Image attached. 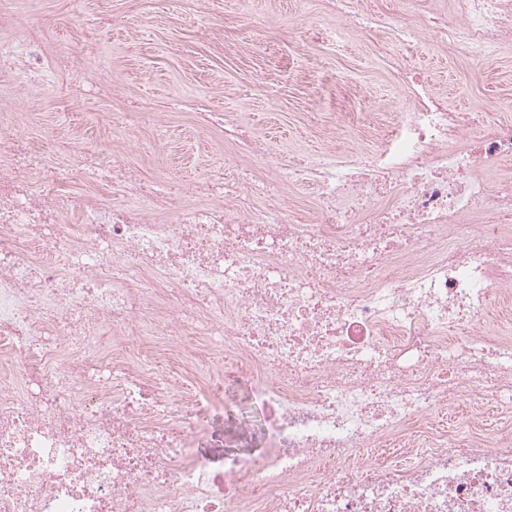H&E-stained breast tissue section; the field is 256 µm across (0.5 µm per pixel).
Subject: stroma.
Here are the masks:
<instances>
[{
	"label": "stroma",
	"mask_w": 512,
	"mask_h": 512,
	"mask_svg": "<svg viewBox=\"0 0 512 512\" xmlns=\"http://www.w3.org/2000/svg\"><path fill=\"white\" fill-rule=\"evenodd\" d=\"M322 0H28L0 19V42L36 32L41 65L0 113L13 112L47 164L68 168L112 149V115L144 111L137 134L156 152L126 154L143 176H162L199 199L224 175V134L196 106L233 115L276 151L300 158L367 150L406 105L371 46L336 36ZM75 70L53 63L56 42ZM431 76L453 108L512 105V41L472 63L425 40L399 52Z\"/></svg>",
	"instance_id": "35a3bbf8"
}]
</instances>
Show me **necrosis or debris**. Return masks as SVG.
<instances>
[{
	"label": "necrosis or debris",
	"instance_id": "obj_1",
	"mask_svg": "<svg viewBox=\"0 0 512 512\" xmlns=\"http://www.w3.org/2000/svg\"><path fill=\"white\" fill-rule=\"evenodd\" d=\"M324 2L408 104L356 158L303 162L228 121L207 204L156 176L104 206L95 186L137 178L122 112L113 151L70 173L84 191L46 204L26 176L59 169L0 116V512H512V179L487 183L512 110H452L389 52L426 34L482 57L512 0L390 29ZM272 181L314 186L318 208L286 213ZM229 377L266 440L220 463L196 447ZM450 406L466 430L437 424Z\"/></svg>",
	"mask_w": 512,
	"mask_h": 512
}]
</instances>
